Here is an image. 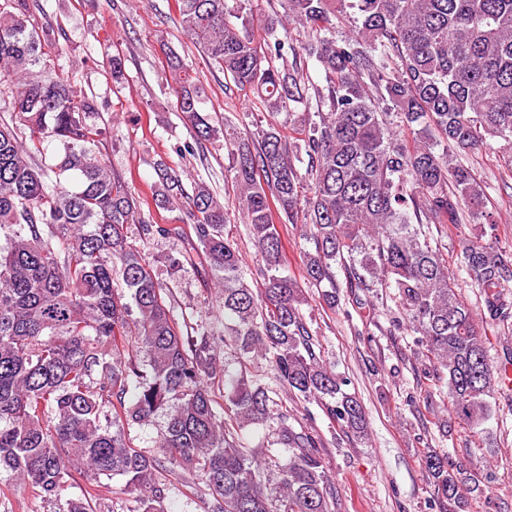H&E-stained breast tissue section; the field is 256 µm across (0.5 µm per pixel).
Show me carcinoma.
Returning <instances> with one entry per match:
<instances>
[{
    "mask_svg": "<svg viewBox=\"0 0 512 512\" xmlns=\"http://www.w3.org/2000/svg\"><path fill=\"white\" fill-rule=\"evenodd\" d=\"M278 2L282 13L260 24L259 38L249 0H176L183 35L267 112L247 136L213 124L205 88L162 44L193 140L224 138V179L261 259L252 286L215 189L200 179L186 202L181 180L157 164L152 200L168 211L187 204L195 237L166 263L174 273L206 265L224 299V323L190 334L125 244L142 201L112 177L99 148L106 131L87 123L99 111L95 95L55 70L60 31L34 23L39 0L0 3V112L11 114L0 119V470L55 512H94L103 476L123 480L129 512H165L164 474L176 471L206 486L210 512H334L321 438L288 422L280 393L316 402L360 439L367 423L348 378L315 351L303 312L309 288L330 308L342 286L357 289L358 304L363 293L393 289L454 415L473 433L493 415L504 370L493 366L483 319L460 296L431 229L474 226L456 265L489 319L511 321L503 289L512 253L483 241L482 225L496 220L470 160L499 152L512 168V0ZM340 16L349 30L338 39ZM283 111L294 121L290 137L275 120ZM281 224L300 225L310 244L300 279L280 271ZM142 229L184 234L177 224ZM221 342L234 348L235 367L220 361ZM259 357L282 391L252 374ZM220 374L222 395L213 389ZM157 417V451L133 446L128 429ZM249 425L272 427V447H244L238 431ZM425 468L439 512L467 508L463 469L437 452ZM78 475L85 485L71 495Z\"/></svg>",
    "mask_w": 512,
    "mask_h": 512,
    "instance_id": "1",
    "label": "carcinoma"
}]
</instances>
